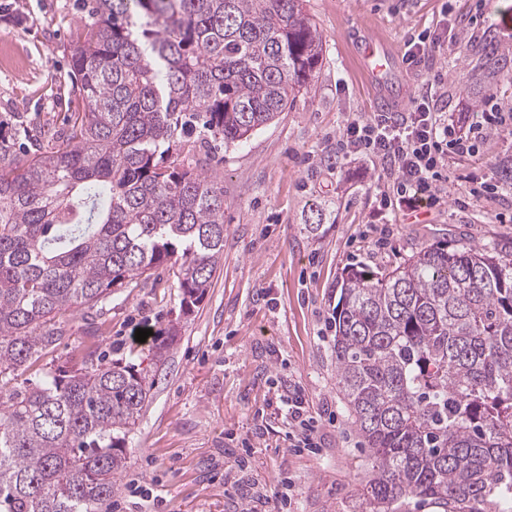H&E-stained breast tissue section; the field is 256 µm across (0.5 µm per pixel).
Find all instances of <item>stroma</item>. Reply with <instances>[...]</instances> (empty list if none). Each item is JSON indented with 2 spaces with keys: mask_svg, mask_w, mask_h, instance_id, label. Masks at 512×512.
Instances as JSON below:
<instances>
[{
  "mask_svg": "<svg viewBox=\"0 0 512 512\" xmlns=\"http://www.w3.org/2000/svg\"><path fill=\"white\" fill-rule=\"evenodd\" d=\"M323 39V61L307 89L276 120L241 145L210 151L224 188V255L203 301L183 315L176 279L160 269L136 288L113 294L103 311L61 315L65 337L21 370L36 384L50 371L80 365L88 350L144 369L153 382L125 437L126 466L112 512H238L242 495L258 512H358L371 472L369 450L347 416L336 386L333 311L344 270L393 268L420 248L447 241L478 246L512 241V133L501 131L472 155L448 160L439 204L418 210L380 207L392 182L378 160L334 158L346 120L370 116L375 100L408 111L424 77L396 61L384 86L368 83L359 46L377 34L397 47L424 30L479 15L470 46L444 45L429 60L444 83L446 111L464 125L481 121L474 92L495 88L512 106V78L486 77L476 66L488 41L512 58V0L478 8L476 0H304ZM82 0H0V115L17 112L64 127L81 100L67 80L71 30ZM496 188L472 198L471 177ZM327 220L310 229L312 204ZM177 326L164 362L136 329ZM302 391L318 421L317 453L290 448L282 397ZM248 465L247 492L233 463Z\"/></svg>",
  "mask_w": 512,
  "mask_h": 512,
  "instance_id": "stroma-1",
  "label": "stroma"
}]
</instances>
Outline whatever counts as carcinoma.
I'll return each mask as SVG.
<instances>
[{
	"instance_id": "1",
	"label": "carcinoma",
	"mask_w": 512,
	"mask_h": 512,
	"mask_svg": "<svg viewBox=\"0 0 512 512\" xmlns=\"http://www.w3.org/2000/svg\"><path fill=\"white\" fill-rule=\"evenodd\" d=\"M68 128L10 113L0 136V512H103L150 391L133 364L83 362L8 388L57 345L58 316L164 266L191 312L224 254V188L182 152L247 141L322 62L303 0H90ZM176 334L153 339L161 362ZM336 385L370 451L361 512L512 502V250L425 246L359 265L334 311Z\"/></svg>"
}]
</instances>
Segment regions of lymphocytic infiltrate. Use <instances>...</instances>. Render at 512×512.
<instances>
[{"label": "lymphocytic infiltrate", "mask_w": 512, "mask_h": 512, "mask_svg": "<svg viewBox=\"0 0 512 512\" xmlns=\"http://www.w3.org/2000/svg\"><path fill=\"white\" fill-rule=\"evenodd\" d=\"M442 98L441 80L433 77L412 100L409 111L347 120L338 141L340 154L379 159L394 179L396 194L382 196L383 206L396 201L413 208L438 202L440 188L448 181L449 156L472 154L478 141L512 127V113L496 105L495 94L486 97L491 110L483 122L465 131L457 127L453 115L440 108Z\"/></svg>", "instance_id": "1"}]
</instances>
